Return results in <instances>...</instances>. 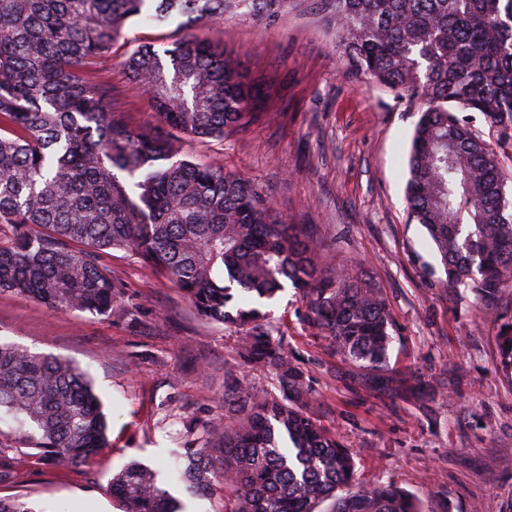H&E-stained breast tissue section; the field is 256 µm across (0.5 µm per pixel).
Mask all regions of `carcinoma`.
Here are the masks:
<instances>
[{
  "label": "carcinoma",
  "instance_id": "obj_1",
  "mask_svg": "<svg viewBox=\"0 0 512 512\" xmlns=\"http://www.w3.org/2000/svg\"><path fill=\"white\" fill-rule=\"evenodd\" d=\"M294 0H0V292L53 311L107 317L103 256L130 252L167 278L205 322L239 333L240 357L272 388L224 380V423L187 425L174 468L199 493H233L225 512H424L394 481L356 486L351 449L309 406L305 372L272 336L263 307L292 287L304 320L359 369L355 382L394 394L390 305L363 271L323 264L325 241L289 224L244 175L195 161L189 137L222 140L260 116L262 91L239 61L200 35L247 16L276 23ZM336 26L350 71L418 104L405 164L409 219L425 227L445 273L500 323L499 368L512 376V194L500 150L512 146V0H311ZM179 20L170 46L126 54L155 121L112 112L114 45L126 22ZM31 458L93 460L107 422L88 375L71 362L0 342V424ZM224 450L215 469L207 450ZM121 512H179L159 472L131 462L112 475ZM0 512H44L0 495Z\"/></svg>",
  "mask_w": 512,
  "mask_h": 512
}]
</instances>
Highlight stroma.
Here are the masks:
<instances>
[{"instance_id":"stroma-1","label":"stroma","mask_w":512,"mask_h":512,"mask_svg":"<svg viewBox=\"0 0 512 512\" xmlns=\"http://www.w3.org/2000/svg\"><path fill=\"white\" fill-rule=\"evenodd\" d=\"M125 32L110 79L117 111L141 127L155 115L119 60L138 43L158 46L183 32L138 17ZM207 35L265 90V107L247 132L188 139L185 151L249 177L291 223L316 227L331 267L367 270L395 321L390 368L434 387L421 398L361 390L354 367L306 326L290 288L267 310L275 337L307 373L316 418L353 450L359 485L395 481L425 512H512V388L499 369V324L473 313L471 295L442 286L426 231L406 210L415 108L347 73L334 26L306 2L273 25L236 17ZM107 262L117 294L107 317L0 292V341L89 373L108 420L109 447L67 468L35 462L17 431L0 428V458L14 471L0 493L25 496L40 512H120L109 482L133 460L179 487L171 462L188 440L183 419H223L224 375L242 370L233 328L201 320L136 257L115 251Z\"/></svg>"}]
</instances>
